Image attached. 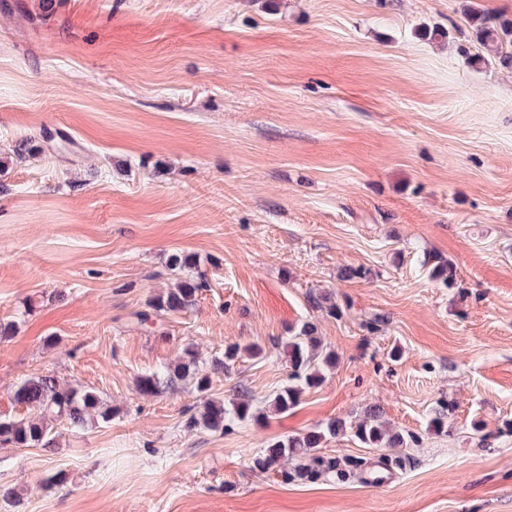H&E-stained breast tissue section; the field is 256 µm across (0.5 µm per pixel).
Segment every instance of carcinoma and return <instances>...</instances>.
Returning a JSON list of instances; mask_svg holds the SVG:
<instances>
[{
  "label": "carcinoma",
  "mask_w": 512,
  "mask_h": 512,
  "mask_svg": "<svg viewBox=\"0 0 512 512\" xmlns=\"http://www.w3.org/2000/svg\"><path fill=\"white\" fill-rule=\"evenodd\" d=\"M472 37L489 52L493 61L505 69H512V19L472 9L468 13ZM430 276L448 286L457 281L454 265L441 258L427 260ZM206 287L202 279L184 277L174 287L154 295L148 301V310L139 314L145 322L150 317L185 312L197 302L201 290ZM309 304L327 316L339 319L344 310L329 294H309ZM288 359V384L266 398L265 408L274 414H286L300 403L302 393L321 386L326 374L336 368L334 350L324 345L312 322L302 324L298 332L288 337L284 344ZM264 348L258 343L230 344L224 348V359L215 360V366L230 370L242 357H263ZM180 382L190 383L201 395L207 396L200 414L190 415L185 423L189 429L197 427L224 430L235 422H243L257 416L258 408L249 400L238 399L225 406L224 401L210 397L211 371L204 370L196 362L192 346L183 349L181 358L161 372L145 374L137 379L142 395L154 396L164 388H174ZM13 404L23 410L18 416L0 417V447L29 448L51 444V422L66 421L73 428H81L91 417L103 422L112 419V406L97 393L83 386L59 384L49 375L31 376L15 385L11 396ZM348 434L366 448H383L385 464L401 469L407 457L399 449L417 441L412 433L394 431L382 420V413L370 408L355 423L336 418L325 427L270 443L252 458V469L262 475L274 474L288 483H314L322 478L345 483L360 474L364 466L357 457H340L323 451L327 440Z\"/></svg>",
  "instance_id": "1"
}]
</instances>
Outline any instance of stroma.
<instances>
[{"mask_svg":"<svg viewBox=\"0 0 512 512\" xmlns=\"http://www.w3.org/2000/svg\"><path fill=\"white\" fill-rule=\"evenodd\" d=\"M5 2L0 321L17 329L0 415L36 375L117 413L55 422L46 449L0 447L16 491L0 512H512V71L460 50L464 6L512 18V0H67L43 23L37 0ZM436 25L448 41L424 36ZM181 253L207 288L139 325ZM350 265L366 276L340 281ZM312 291L349 311H316ZM306 321L338 364L291 412L191 430L198 394L137 389L186 344L207 368L256 342L265 358L211 394L264 407ZM370 405L418 438L390 480L251 472L268 442ZM427 264L429 265L430 276L438 281H441L448 287L454 286L457 281V270L454 265L448 260L442 258H428Z\"/></svg>","mask_w":512,"mask_h":512,"instance_id":"obj_1","label":"stroma"}]
</instances>
